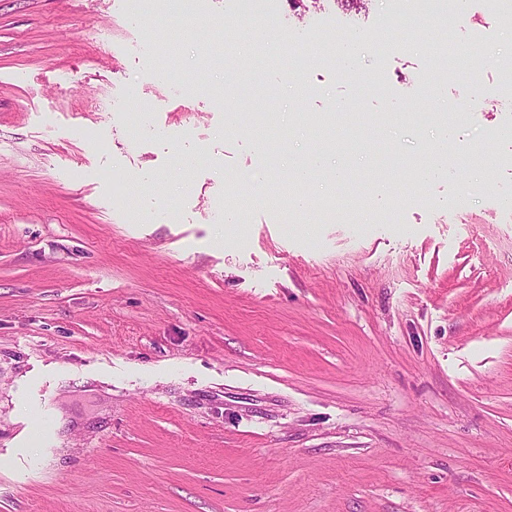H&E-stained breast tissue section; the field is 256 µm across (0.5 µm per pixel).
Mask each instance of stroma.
I'll return each instance as SVG.
<instances>
[{
	"label": "stroma",
	"mask_w": 512,
	"mask_h": 512,
	"mask_svg": "<svg viewBox=\"0 0 512 512\" xmlns=\"http://www.w3.org/2000/svg\"><path fill=\"white\" fill-rule=\"evenodd\" d=\"M194 4L182 30L131 0H0V512H512L498 0L452 33L451 79L397 33L402 0H255L253 68L228 61L231 0ZM339 37L362 41L347 81ZM467 94L468 163L392 204ZM343 190L370 209L314 216Z\"/></svg>",
	"instance_id": "stroma-1"
}]
</instances>
